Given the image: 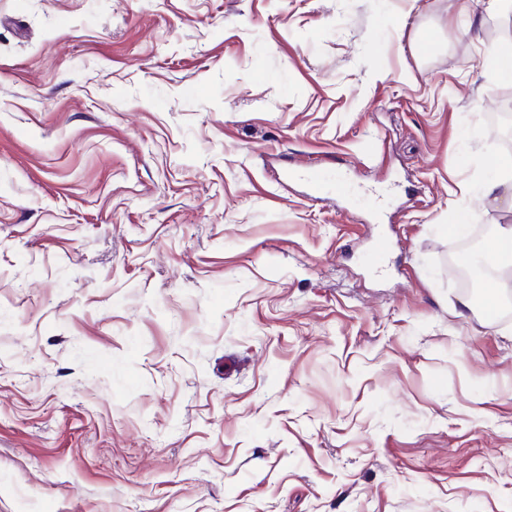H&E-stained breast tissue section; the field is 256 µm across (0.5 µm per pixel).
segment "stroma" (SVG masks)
I'll use <instances>...</instances> for the list:
<instances>
[{"label":"stroma","mask_w":512,"mask_h":512,"mask_svg":"<svg viewBox=\"0 0 512 512\" xmlns=\"http://www.w3.org/2000/svg\"><path fill=\"white\" fill-rule=\"evenodd\" d=\"M458 5L0 0V512H512L452 271L512 226V8Z\"/></svg>","instance_id":"stroma-1"}]
</instances>
